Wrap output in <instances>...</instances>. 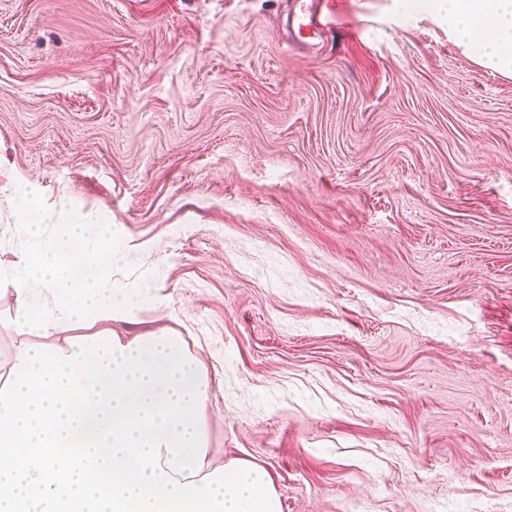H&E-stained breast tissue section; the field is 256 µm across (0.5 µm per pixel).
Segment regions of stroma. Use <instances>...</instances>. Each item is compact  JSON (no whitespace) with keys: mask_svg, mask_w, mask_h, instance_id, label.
Instances as JSON below:
<instances>
[{"mask_svg":"<svg viewBox=\"0 0 512 512\" xmlns=\"http://www.w3.org/2000/svg\"><path fill=\"white\" fill-rule=\"evenodd\" d=\"M0 0V265L97 211L123 336L198 342L213 465L282 512H512V78L446 18L334 0ZM330 0H293L292 26L296 22L297 35L293 42L301 44L312 39L329 20ZM15 216H24L32 211L38 188L29 181H20L11 185Z\"/></svg>","mask_w":512,"mask_h":512,"instance_id":"1","label":"stroma"}]
</instances>
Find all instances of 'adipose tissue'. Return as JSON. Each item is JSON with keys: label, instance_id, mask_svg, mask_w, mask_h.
<instances>
[{"label": "adipose tissue", "instance_id": "ef3b65f1", "mask_svg": "<svg viewBox=\"0 0 512 512\" xmlns=\"http://www.w3.org/2000/svg\"><path fill=\"white\" fill-rule=\"evenodd\" d=\"M411 11L424 10L448 19V31L477 63L512 78V0H403ZM14 213L26 217L25 229L38 247L11 270L16 305L7 323L25 337L90 329L135 319L141 302L125 289L108 286L102 275L125 248L94 210L70 217L68 202L33 214L38 189L20 181L10 187ZM53 243L44 244L49 225Z\"/></svg>", "mask_w": 512, "mask_h": 512}]
</instances>
